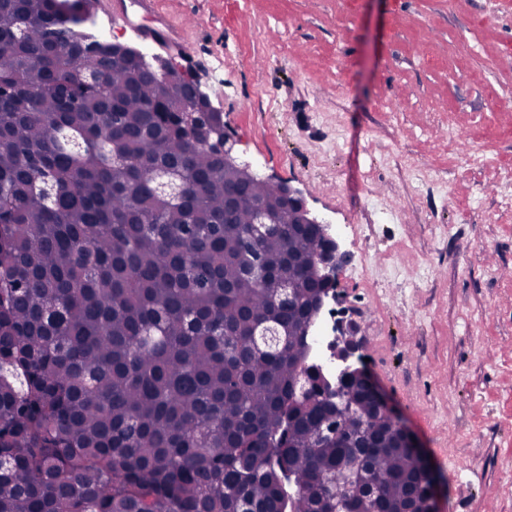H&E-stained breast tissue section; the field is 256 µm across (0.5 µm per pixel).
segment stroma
I'll return each mask as SVG.
<instances>
[{"mask_svg":"<svg viewBox=\"0 0 512 512\" xmlns=\"http://www.w3.org/2000/svg\"><path fill=\"white\" fill-rule=\"evenodd\" d=\"M241 160L300 189L437 512H512V0H157Z\"/></svg>","mask_w":512,"mask_h":512,"instance_id":"35a3bbf8","label":"stroma"}]
</instances>
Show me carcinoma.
<instances>
[{
  "label": "carcinoma",
  "instance_id": "cac0c4a2",
  "mask_svg": "<svg viewBox=\"0 0 512 512\" xmlns=\"http://www.w3.org/2000/svg\"><path fill=\"white\" fill-rule=\"evenodd\" d=\"M91 9L0 0V512H408L430 478L367 380L331 401L304 366L318 229L255 234V204L288 202L135 59L90 49Z\"/></svg>",
  "mask_w": 512,
  "mask_h": 512
}]
</instances>
